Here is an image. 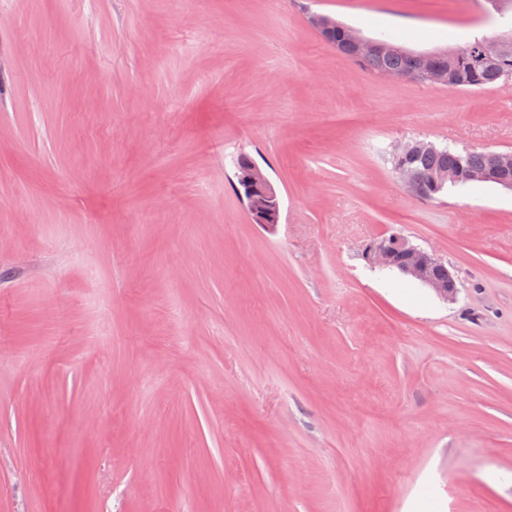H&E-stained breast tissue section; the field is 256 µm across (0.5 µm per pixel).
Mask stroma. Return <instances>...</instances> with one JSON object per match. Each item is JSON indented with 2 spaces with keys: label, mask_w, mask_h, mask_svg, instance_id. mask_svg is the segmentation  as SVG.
Masks as SVG:
<instances>
[{
  "label": "stroma",
  "mask_w": 512,
  "mask_h": 512,
  "mask_svg": "<svg viewBox=\"0 0 512 512\" xmlns=\"http://www.w3.org/2000/svg\"><path fill=\"white\" fill-rule=\"evenodd\" d=\"M313 13L418 52L512 30L486 0H0V512H512V192L420 200L391 162L512 151V81L380 78ZM392 233L456 300L367 266ZM236 189L254 224L265 227L279 223L282 201L266 172L254 162L235 172Z\"/></svg>",
  "instance_id": "35a3bbf8"
}]
</instances>
